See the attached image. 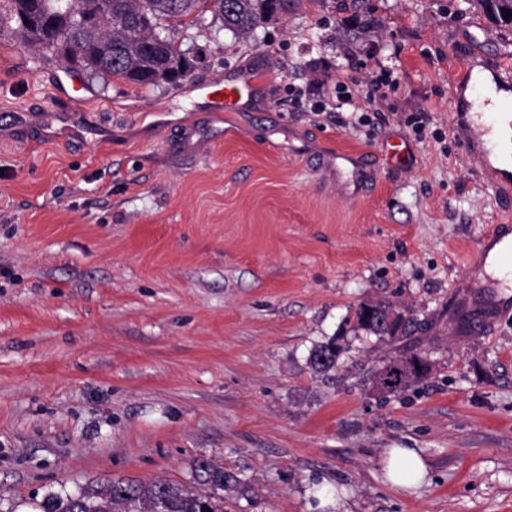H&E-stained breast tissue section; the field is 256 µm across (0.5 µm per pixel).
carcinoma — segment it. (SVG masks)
<instances>
[{"mask_svg": "<svg viewBox=\"0 0 512 512\" xmlns=\"http://www.w3.org/2000/svg\"><path fill=\"white\" fill-rule=\"evenodd\" d=\"M70 0H7L0 3V29L8 26L21 42L40 46L68 70L102 77H117L140 86L172 83L181 71L191 72L190 50L156 32L164 21L185 23L196 14L212 13L225 29L244 35L288 8V0H77L80 12H68ZM495 22L512 25L502 6L477 0ZM101 14L118 20L101 26L91 18ZM356 325L375 336H394L405 331L402 314L387 302H365L355 309ZM342 348L331 340L311 354L317 372L336 366ZM420 356L411 349L399 351L375 371L376 387L384 394L408 391L427 377L430 369L418 370ZM197 488L155 480L132 478L98 481L76 495L48 496L42 512H224V490L230 476L224 469L199 459L194 466Z\"/></svg>", "mask_w": 512, "mask_h": 512, "instance_id": "carcinoma-1", "label": "carcinoma"}]
</instances>
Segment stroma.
<instances>
[{"mask_svg":"<svg viewBox=\"0 0 512 512\" xmlns=\"http://www.w3.org/2000/svg\"><path fill=\"white\" fill-rule=\"evenodd\" d=\"M364 4L367 27L343 0H288L245 36L168 22L189 76L90 77L77 104L58 60L0 29V512L112 478L190 487L200 458L241 481L224 512H329L324 488L349 512H512V315L485 336L457 321L485 312L468 265L512 199L472 163L456 95L465 64H512V26L477 0ZM376 61L397 82L363 126L322 88L350 74L362 96ZM243 71L263 80L247 109H196ZM397 137L410 167L379 161ZM366 301L414 320L424 383L377 392L400 343L357 329ZM390 448L428 484L393 486ZM342 348L336 346L335 340H331L325 344L318 346L311 354L310 364L316 372H326L336 366V357L339 358ZM327 358V362L322 359ZM385 455V468L395 486L413 489L429 474L426 462L413 448H390Z\"/></svg>","mask_w":512,"mask_h":512,"instance_id":"1","label":"stroma"}]
</instances>
